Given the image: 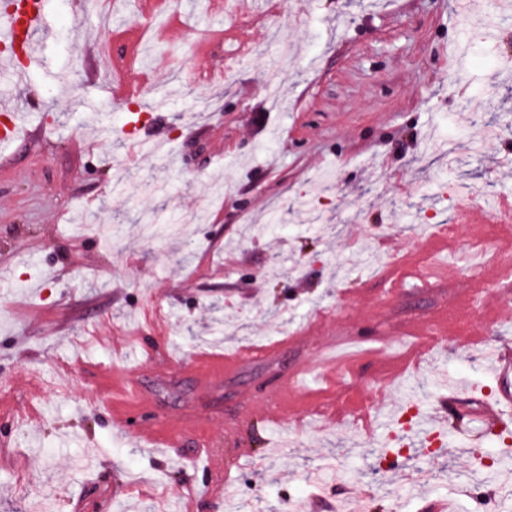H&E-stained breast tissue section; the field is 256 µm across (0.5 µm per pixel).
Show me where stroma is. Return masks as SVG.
<instances>
[{"label": "stroma", "instance_id": "obj_1", "mask_svg": "<svg viewBox=\"0 0 512 512\" xmlns=\"http://www.w3.org/2000/svg\"><path fill=\"white\" fill-rule=\"evenodd\" d=\"M252 2L227 14L179 0L171 54L193 62L185 28L233 26L249 56L228 83L150 72L154 95L172 99L144 121L166 141L157 155L129 153L126 106L89 76L111 74L135 23L107 52L97 9L61 0L41 61L18 80L0 74L34 132L0 169V512L33 500L44 512H228L203 467L132 435L190 409L244 512H325L340 494L347 512H504L502 487L484 482L482 456L502 466L489 420L472 418L470 435L443 422L444 452L384 457L407 407L430 410L441 372L512 410V373L471 344L495 311V337L512 345V266L487 221L490 202L512 196V14L502 0H483L480 19L456 15L454 0H301V17L271 35ZM497 14L490 40L484 19ZM283 208L286 226L268 233ZM464 208L474 223L457 224ZM425 223L457 234L432 249ZM443 318L460 325L440 359L392 377L415 354L413 331ZM155 327L178 357L288 346L206 395L190 374L147 376L148 406L119 423L106 396L127 362L112 342L148 341ZM190 327L204 342L187 339ZM296 366L305 380L279 398ZM276 399V430L239 423ZM339 411L387 424L332 420ZM242 445L253 458L238 459ZM418 469L424 486L405 482Z\"/></svg>", "mask_w": 512, "mask_h": 512}]
</instances>
